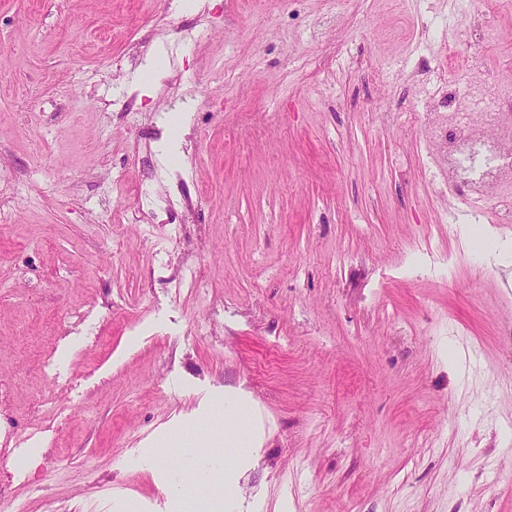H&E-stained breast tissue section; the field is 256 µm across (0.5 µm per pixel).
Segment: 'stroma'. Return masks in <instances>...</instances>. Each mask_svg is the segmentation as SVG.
Returning <instances> with one entry per match:
<instances>
[{"label":"stroma","instance_id":"35a3bbf8","mask_svg":"<svg viewBox=\"0 0 512 512\" xmlns=\"http://www.w3.org/2000/svg\"><path fill=\"white\" fill-rule=\"evenodd\" d=\"M190 2L0 0V512H195L137 460L239 391L250 512H512V257L410 119L512 0Z\"/></svg>","mask_w":512,"mask_h":512}]
</instances>
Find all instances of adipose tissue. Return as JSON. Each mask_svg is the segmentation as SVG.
Returning a JSON list of instances; mask_svg holds the SVG:
<instances>
[{
  "instance_id": "adipose-tissue-1",
  "label": "adipose tissue",
  "mask_w": 512,
  "mask_h": 512,
  "mask_svg": "<svg viewBox=\"0 0 512 512\" xmlns=\"http://www.w3.org/2000/svg\"><path fill=\"white\" fill-rule=\"evenodd\" d=\"M223 439L209 433L194 434L190 439L173 436L174 444L183 446L184 461L189 469L223 483L224 495L203 502L201 512H224L225 504L235 502V487L241 472L253 461L257 450L245 423L244 408L239 399L228 395L224 398Z\"/></svg>"
}]
</instances>
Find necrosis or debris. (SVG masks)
Masks as SVG:
<instances>
[{
    "label": "necrosis or debris",
    "mask_w": 512,
    "mask_h": 512,
    "mask_svg": "<svg viewBox=\"0 0 512 512\" xmlns=\"http://www.w3.org/2000/svg\"><path fill=\"white\" fill-rule=\"evenodd\" d=\"M451 112L424 120L430 164L456 192L458 215L474 223L512 224V89L458 82Z\"/></svg>",
    "instance_id": "obj_1"
}]
</instances>
